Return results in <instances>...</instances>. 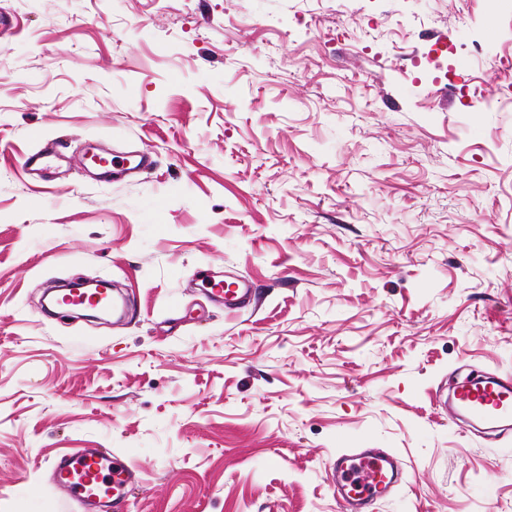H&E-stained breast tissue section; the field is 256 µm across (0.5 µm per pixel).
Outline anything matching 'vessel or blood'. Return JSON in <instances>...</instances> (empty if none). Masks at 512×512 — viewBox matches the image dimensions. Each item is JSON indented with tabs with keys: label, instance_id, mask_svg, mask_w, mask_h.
I'll list each match as a JSON object with an SVG mask.
<instances>
[{
	"label": "vessel or blood",
	"instance_id": "1",
	"mask_svg": "<svg viewBox=\"0 0 512 512\" xmlns=\"http://www.w3.org/2000/svg\"><path fill=\"white\" fill-rule=\"evenodd\" d=\"M199 276L207 293L223 302L225 309H240L250 298L249 289L227 287L210 270H200ZM452 403L454 417L469 425L508 427L512 424V378L486 376L457 385ZM327 468L337 495L361 505L390 494L397 462L387 453L362 451L336 454L328 460ZM54 470L60 497L77 501L84 512H116L128 487L138 480L133 465L103 448H82L59 456Z\"/></svg>",
	"mask_w": 512,
	"mask_h": 512
}]
</instances>
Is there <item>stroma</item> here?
I'll list each match as a JSON object with an SVG mask.
<instances>
[{
  "instance_id": "obj_1",
  "label": "stroma",
  "mask_w": 512,
  "mask_h": 512,
  "mask_svg": "<svg viewBox=\"0 0 512 512\" xmlns=\"http://www.w3.org/2000/svg\"><path fill=\"white\" fill-rule=\"evenodd\" d=\"M0 12V512H82L51 469L78 448L137 467L121 512H341L326 464L360 448L401 460L371 512H512V429L438 402L512 374V8ZM90 146L152 165L103 179ZM84 277L121 286L122 324L43 312ZM201 282L205 285L204 290L213 298L224 303V308L228 310H237L242 308L250 298L248 288H239L234 281L217 279L210 269H203L198 272ZM224 281L228 288H224ZM234 286L233 288H230Z\"/></svg>"
}]
</instances>
